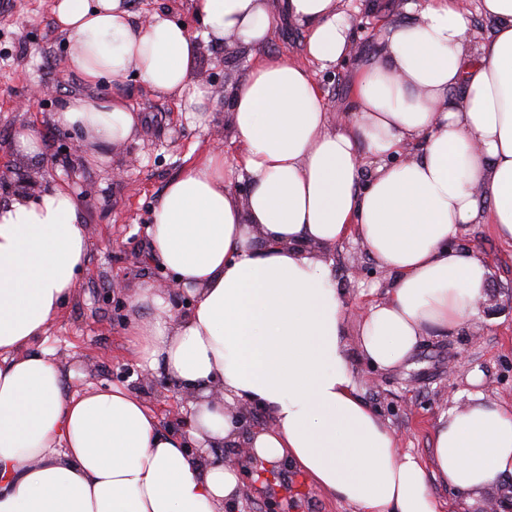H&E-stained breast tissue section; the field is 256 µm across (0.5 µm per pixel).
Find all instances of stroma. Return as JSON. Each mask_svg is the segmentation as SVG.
Returning a JSON list of instances; mask_svg holds the SVG:
<instances>
[{"label":"stroma","mask_w":512,"mask_h":512,"mask_svg":"<svg viewBox=\"0 0 512 512\" xmlns=\"http://www.w3.org/2000/svg\"><path fill=\"white\" fill-rule=\"evenodd\" d=\"M50 2L0 0V163L10 169L0 179V204L22 190L31 176L43 184H64L80 198L89 236L86 264L75 296L51 324L46 344L71 370L69 389L126 387L167 429L172 425L169 408L187 404L190 396L172 380L163 387L143 382L144 371L131 355L124 329L137 312L136 289L155 287L172 277L153 263L146 235L164 189L211 147L214 134L224 130L226 115L219 107L211 122L192 123L177 100L156 96L129 75L120 86L142 117L135 140L97 149L56 126L52 116L63 99L81 94L105 98L111 95L112 84L103 80L88 85L67 67V44L56 31ZM197 2L128 0L138 21L160 13L199 36L204 24ZM392 2L373 0L368 6L364 0H344L363 55L376 51L387 25L404 19V12ZM251 65L241 47L204 42L192 80L214 91L223 87L225 75L240 79ZM355 68V61L349 60L330 70H314L328 111L348 110ZM39 86L48 87L49 95L31 97V89ZM22 126L41 139L40 154L25 157L15 152L14 135ZM95 152L101 153V160H92ZM116 169L122 170L121 179H113ZM457 246L478 253L489 270L488 298L480 317L455 336L431 333L411 363L386 370L370 365L358 349L359 314L385 299L391 274L357 242L322 252L333 262L338 293L349 312L343 339L360 394L394 433L399 451L427 462L433 458L438 420L449 410L476 395L512 406V244L500 241L492 225L472 224L463 230ZM474 334L479 337L475 344L470 341ZM429 489L446 512H480L488 498L497 500L499 512H512V475L478 496L448 488L434 476ZM280 490L294 496L295 512H355L291 467L281 469Z\"/></svg>","instance_id":"1"}]
</instances>
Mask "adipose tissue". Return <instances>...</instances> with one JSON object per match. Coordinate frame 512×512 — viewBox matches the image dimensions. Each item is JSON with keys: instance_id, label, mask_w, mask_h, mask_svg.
<instances>
[{"instance_id": "1", "label": "adipose tissue", "mask_w": 512, "mask_h": 512, "mask_svg": "<svg viewBox=\"0 0 512 512\" xmlns=\"http://www.w3.org/2000/svg\"><path fill=\"white\" fill-rule=\"evenodd\" d=\"M205 30L126 0H51L67 65L107 99L75 96L54 123L95 145L133 140L139 121L117 84L136 72L204 123L210 90L191 74L201 42L233 41L255 62L228 92L238 156L210 149L169 182L147 228L151 256L193 298L139 288L149 309L125 331L141 365L194 390L185 434L162 431L127 389L68 391L38 344L74 297L87 254L82 204L64 185L0 205V512H216L238 498V469L215 448L237 441L228 413L266 409L255 466L293 465L356 512H443L425 464L363 401L343 340L345 307L315 244L359 240L394 280L364 314L360 351L375 367L408 363L430 331L478 317L488 269L460 251L464 225L512 243V0H479L474 40L462 0H407L362 58L345 119H332L311 67L354 53L343 0H199ZM301 27L307 64L267 54L281 20ZM419 153L404 157L408 144ZM251 184L246 199L231 173ZM220 384L224 400H210ZM436 472L477 493L512 474V407L473 398L441 417Z\"/></svg>"}]
</instances>
